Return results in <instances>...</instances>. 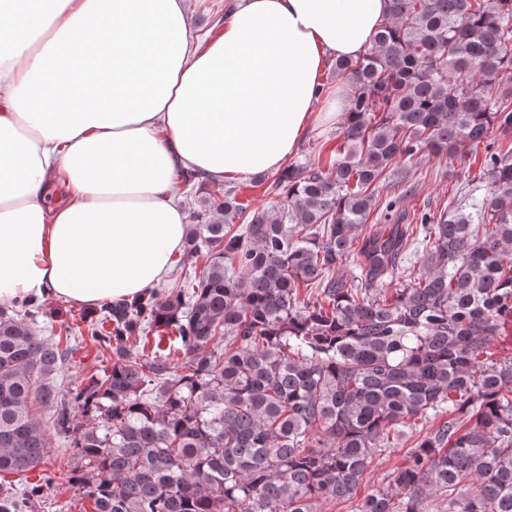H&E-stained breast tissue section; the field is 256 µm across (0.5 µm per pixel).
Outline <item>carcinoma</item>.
I'll return each mask as SVG.
<instances>
[{
    "mask_svg": "<svg viewBox=\"0 0 512 512\" xmlns=\"http://www.w3.org/2000/svg\"><path fill=\"white\" fill-rule=\"evenodd\" d=\"M332 72L351 111L326 166L289 163L261 209L215 184L184 238L201 270L86 325L104 370L64 384L73 327L41 337L37 300L0 308V474L43 469L21 499L0 489V512L51 487L53 434L95 512H512V355L494 352L512 326V148L489 139L512 127V0H391ZM421 155L481 162L487 195L387 223L386 179ZM147 329L154 351L124 344ZM415 419L434 424L359 495Z\"/></svg>",
    "mask_w": 512,
    "mask_h": 512,
    "instance_id": "carcinoma-1",
    "label": "carcinoma"
}]
</instances>
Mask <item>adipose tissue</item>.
Here are the masks:
<instances>
[{"mask_svg": "<svg viewBox=\"0 0 512 512\" xmlns=\"http://www.w3.org/2000/svg\"><path fill=\"white\" fill-rule=\"evenodd\" d=\"M191 0H0V303L94 308L164 280L188 222L178 171H278L390 0H237L194 41Z\"/></svg>", "mask_w": 512, "mask_h": 512, "instance_id": "adipose-tissue-1", "label": "adipose tissue"}]
</instances>
